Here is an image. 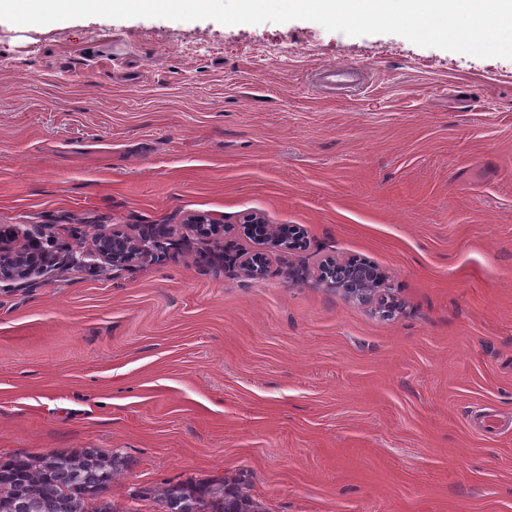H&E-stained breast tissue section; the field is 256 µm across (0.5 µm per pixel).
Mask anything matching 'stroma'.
I'll return each instance as SVG.
<instances>
[{
    "label": "stroma",
    "instance_id": "35a3bbf8",
    "mask_svg": "<svg viewBox=\"0 0 512 512\" xmlns=\"http://www.w3.org/2000/svg\"><path fill=\"white\" fill-rule=\"evenodd\" d=\"M345 63L356 92L316 86ZM299 227L263 279L246 216ZM203 216L223 241L193 234ZM166 224L122 267L95 237ZM0 456L104 494L243 478L265 512H512V60L307 20L0 21ZM366 260L371 302L324 288ZM11 238L2 236L0 230V277L6 279H27L35 274L38 269V257L40 245H33L28 249L26 256L17 258L16 251L10 243Z\"/></svg>",
    "mask_w": 512,
    "mask_h": 512
}]
</instances>
